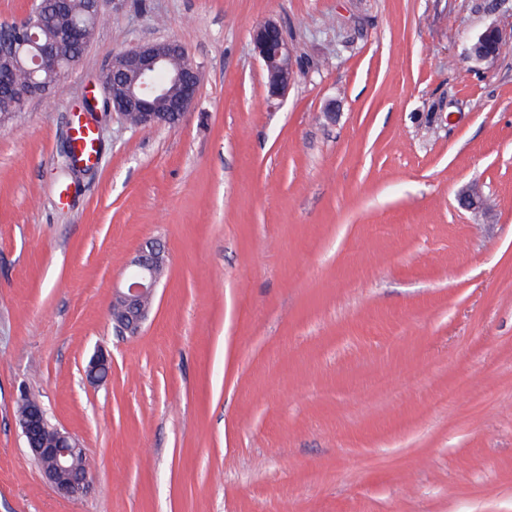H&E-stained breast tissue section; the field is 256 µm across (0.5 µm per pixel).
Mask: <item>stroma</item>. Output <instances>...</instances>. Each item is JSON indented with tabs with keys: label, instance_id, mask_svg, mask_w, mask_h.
<instances>
[{
	"label": "stroma",
	"instance_id": "obj_1",
	"mask_svg": "<svg viewBox=\"0 0 512 512\" xmlns=\"http://www.w3.org/2000/svg\"><path fill=\"white\" fill-rule=\"evenodd\" d=\"M266 20L295 75L272 105ZM492 24L503 52L469 59ZM167 39L201 72L177 127L82 111L114 54ZM79 120L100 151L66 175ZM151 240L125 335L112 289ZM24 392L79 438L85 494L43 478ZM0 512H512V0L107 6L0 123ZM251 38L266 78L265 102L283 100L295 77L290 48L281 27L269 20L254 27ZM85 41L78 46H66L61 54V61L58 66L60 68V73H55L53 70L50 71H42L34 76L35 79L47 82L49 84H53L50 88L54 89L61 81L62 74L65 73L69 68L75 66L81 59L83 52L85 50ZM165 248L146 242L130 261L131 273L120 288H113L111 314L116 328L137 335L154 303L156 287L165 267Z\"/></svg>",
	"mask_w": 512,
	"mask_h": 512
}]
</instances>
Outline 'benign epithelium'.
<instances>
[{"instance_id":"7a95c632","label":"benign epithelium","mask_w":512,"mask_h":512,"mask_svg":"<svg viewBox=\"0 0 512 512\" xmlns=\"http://www.w3.org/2000/svg\"><path fill=\"white\" fill-rule=\"evenodd\" d=\"M37 17L38 9L35 8L18 22L0 23V72L10 70L24 51L34 73L57 60V46L69 38L71 29L60 27L44 40ZM251 38L266 78L265 102L284 99L294 82V70L288 41L281 27L269 20L254 27ZM478 39L487 47L480 60H492L501 54L503 42L496 26H488ZM174 58L181 60L182 66L175 76L179 93L172 102L177 121H182L197 98L201 76L182 46L173 40L148 41L115 54L111 67L102 78L100 101L103 108L118 114L125 123L129 111L136 109L137 127L167 125L168 113L152 105V100L167 96V91L155 84L154 73ZM39 96L38 87L17 89L0 97V111L15 112L28 100ZM100 101L95 97L89 99V108L96 109ZM130 267L131 273L123 286L112 291L111 314L119 331L134 336L141 330L153 306L156 287L165 267L164 246L157 241L145 243L130 261ZM109 367L108 356L97 352L84 374L91 381H99ZM17 424L30 455L36 462L43 463L41 473L49 485L62 497L83 493L88 487L87 467L74 465V459H85L79 439L51 424L38 401L32 404L27 415L17 418Z\"/></svg>"}]
</instances>
